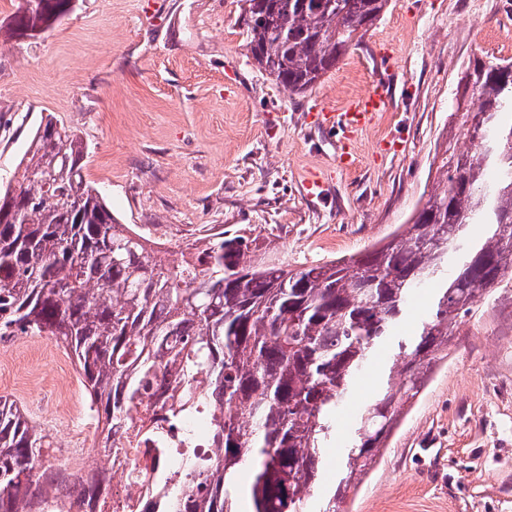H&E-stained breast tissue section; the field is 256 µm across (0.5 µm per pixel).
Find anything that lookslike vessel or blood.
<instances>
[{
	"label": "vessel or blood",
	"instance_id": "b4317fda",
	"mask_svg": "<svg viewBox=\"0 0 512 512\" xmlns=\"http://www.w3.org/2000/svg\"><path fill=\"white\" fill-rule=\"evenodd\" d=\"M388 84L385 75H376L364 93L352 97L337 111L317 113L314 123L321 127L334 125L347 134L362 129L387 110L390 100ZM303 193L310 202L321 203L331 195L332 187L324 177L315 173L304 180Z\"/></svg>",
	"mask_w": 512,
	"mask_h": 512
}]
</instances>
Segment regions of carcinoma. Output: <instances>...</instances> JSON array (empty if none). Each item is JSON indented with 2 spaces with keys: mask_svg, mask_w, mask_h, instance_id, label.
<instances>
[{
  "mask_svg": "<svg viewBox=\"0 0 512 512\" xmlns=\"http://www.w3.org/2000/svg\"><path fill=\"white\" fill-rule=\"evenodd\" d=\"M389 0H244L250 52L264 71L304 93L335 68ZM74 0L21 3L9 31L31 36ZM475 108H457L479 141L435 154L439 178L402 231L358 258L290 270L253 258L228 231L191 243L170 265L120 223L84 178L85 147L41 119L0 190V339L52 336L74 353L91 405H102L109 448L149 390L173 378L179 398L142 442L160 444L190 413L210 417L209 458L190 455L169 478V512H237L234 487L252 464L253 512H343L456 336L458 323L512 272V62L463 72ZM485 232L469 242V225ZM442 288L417 331L397 335L415 290ZM391 369L375 400L349 422L335 488L321 493L334 411L375 353ZM49 436L0 401V512H83L112 497L109 469L73 483L51 461Z\"/></svg>",
  "mask_w": 512,
  "mask_h": 512,
  "instance_id": "obj_1",
  "label": "carcinoma"
}]
</instances>
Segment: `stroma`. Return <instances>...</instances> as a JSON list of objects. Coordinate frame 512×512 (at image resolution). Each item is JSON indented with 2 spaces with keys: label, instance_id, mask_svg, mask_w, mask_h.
<instances>
[{
  "label": "stroma",
  "instance_id": "35a3bbf8",
  "mask_svg": "<svg viewBox=\"0 0 512 512\" xmlns=\"http://www.w3.org/2000/svg\"><path fill=\"white\" fill-rule=\"evenodd\" d=\"M20 2L0 0V186L52 116L87 146L86 179L121 223L175 264L207 229L240 232L265 262L293 268L373 249L422 206L436 148L461 141L451 114L462 71L512 60V0H389L303 94L259 68L240 0H77L45 32L16 38L7 25ZM388 46L391 108L353 136L356 163L339 169L337 133L308 115L362 93ZM312 171L333 187L317 206L302 192ZM494 298L459 324L348 512H512V280ZM68 380L72 413L59 390ZM0 399L50 438L71 431L55 465L103 464L97 414L54 337L0 340Z\"/></svg>",
  "mask_w": 512,
  "mask_h": 512
}]
</instances>
